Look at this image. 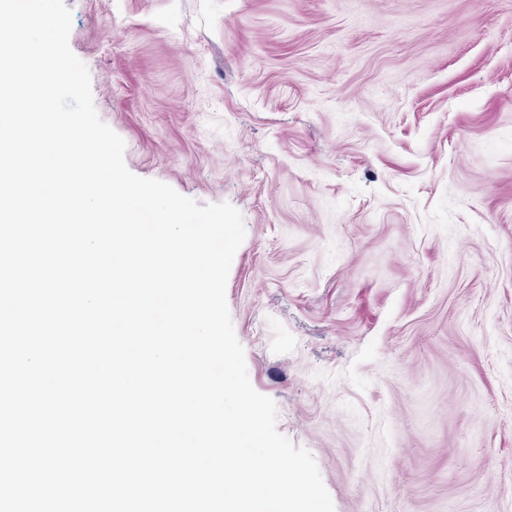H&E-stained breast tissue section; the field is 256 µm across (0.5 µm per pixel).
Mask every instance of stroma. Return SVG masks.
Returning <instances> with one entry per match:
<instances>
[{
  "label": "stroma",
  "mask_w": 512,
  "mask_h": 512,
  "mask_svg": "<svg viewBox=\"0 0 512 512\" xmlns=\"http://www.w3.org/2000/svg\"><path fill=\"white\" fill-rule=\"evenodd\" d=\"M143 178L227 202L253 388L335 512H512V0H64Z\"/></svg>",
  "instance_id": "1"
}]
</instances>
